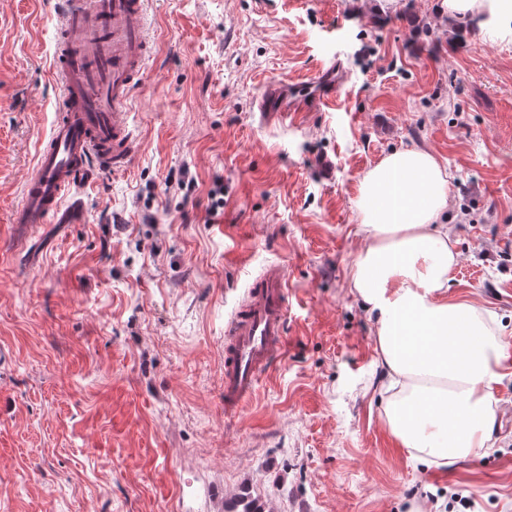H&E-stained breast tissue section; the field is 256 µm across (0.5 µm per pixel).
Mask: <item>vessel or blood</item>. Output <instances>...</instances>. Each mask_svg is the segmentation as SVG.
Wrapping results in <instances>:
<instances>
[{
	"instance_id": "b4317fda",
	"label": "vessel or blood",
	"mask_w": 512,
	"mask_h": 512,
	"mask_svg": "<svg viewBox=\"0 0 512 512\" xmlns=\"http://www.w3.org/2000/svg\"><path fill=\"white\" fill-rule=\"evenodd\" d=\"M147 0H60L52 75L57 115L41 142L11 223L45 224L91 169L126 166L135 134L123 112L148 53ZM323 104L336 98L335 67L310 80ZM287 274L282 264L250 283L224 338V414L235 416L287 350Z\"/></svg>"
}]
</instances>
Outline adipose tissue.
Returning a JSON list of instances; mask_svg holds the SVG:
<instances>
[{"instance_id":"1","label":"adipose tissue","mask_w":512,"mask_h":512,"mask_svg":"<svg viewBox=\"0 0 512 512\" xmlns=\"http://www.w3.org/2000/svg\"><path fill=\"white\" fill-rule=\"evenodd\" d=\"M449 175L428 151H394L362 178L368 244L350 286L376 315L378 364L389 378L380 418L396 444L449 466L493 440V388L504 376L495 315L448 285L458 263L440 216Z\"/></svg>"}]
</instances>
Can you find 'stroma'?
<instances>
[{
    "instance_id": "stroma-1",
    "label": "stroma",
    "mask_w": 512,
    "mask_h": 512,
    "mask_svg": "<svg viewBox=\"0 0 512 512\" xmlns=\"http://www.w3.org/2000/svg\"><path fill=\"white\" fill-rule=\"evenodd\" d=\"M57 0H0V512H512V375L496 430L451 466L379 416L376 323L350 289L365 173L395 150L449 173V295L494 312L512 368V17L441 0H152L137 148L76 221L14 224L54 118ZM334 104L263 120L271 82L327 59ZM224 185L210 216L209 192ZM282 264L288 353L224 415V328Z\"/></svg>"
}]
</instances>
